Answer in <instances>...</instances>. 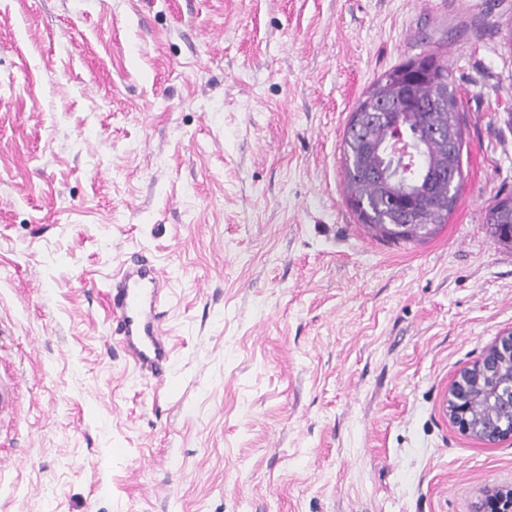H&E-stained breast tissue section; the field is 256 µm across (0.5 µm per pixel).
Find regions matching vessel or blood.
Wrapping results in <instances>:
<instances>
[{
	"instance_id": "obj_1",
	"label": "vessel or blood",
	"mask_w": 512,
	"mask_h": 512,
	"mask_svg": "<svg viewBox=\"0 0 512 512\" xmlns=\"http://www.w3.org/2000/svg\"><path fill=\"white\" fill-rule=\"evenodd\" d=\"M168 284L160 268L141 260L113 272L105 294L106 318L116 342L138 371L160 383L172 362L160 309Z\"/></svg>"
}]
</instances>
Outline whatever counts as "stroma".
Returning a JSON list of instances; mask_svg holds the SVG:
<instances>
[{"label": "stroma", "instance_id": "1", "mask_svg": "<svg viewBox=\"0 0 512 512\" xmlns=\"http://www.w3.org/2000/svg\"><path fill=\"white\" fill-rule=\"evenodd\" d=\"M512 0H0V512H475L512 486L446 411L512 330ZM437 53L463 184L422 242L361 224L343 135ZM167 274L166 384L111 339ZM512 197H505L496 200L493 205L489 207L485 216V223L487 230L491 237L499 244L512 246L502 243L504 238L508 239L509 235L512 237V204L506 203V200Z\"/></svg>", "mask_w": 512, "mask_h": 512}]
</instances>
